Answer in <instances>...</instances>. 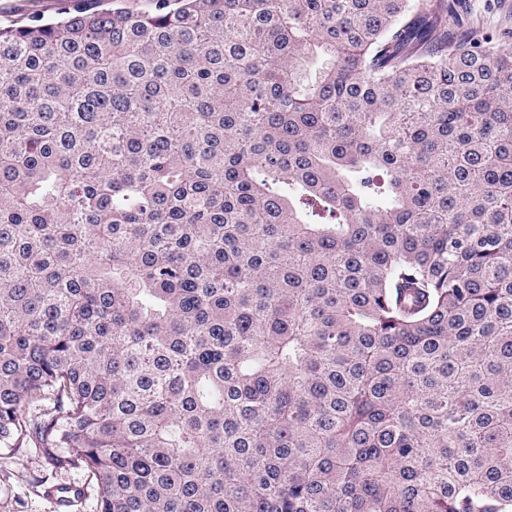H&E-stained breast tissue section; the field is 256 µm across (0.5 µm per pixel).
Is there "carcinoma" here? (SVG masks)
<instances>
[{
	"label": "carcinoma",
	"instance_id": "cac0c4a2",
	"mask_svg": "<svg viewBox=\"0 0 512 512\" xmlns=\"http://www.w3.org/2000/svg\"><path fill=\"white\" fill-rule=\"evenodd\" d=\"M452 11L0 25V448L96 512H512V54Z\"/></svg>",
	"mask_w": 512,
	"mask_h": 512
}]
</instances>
